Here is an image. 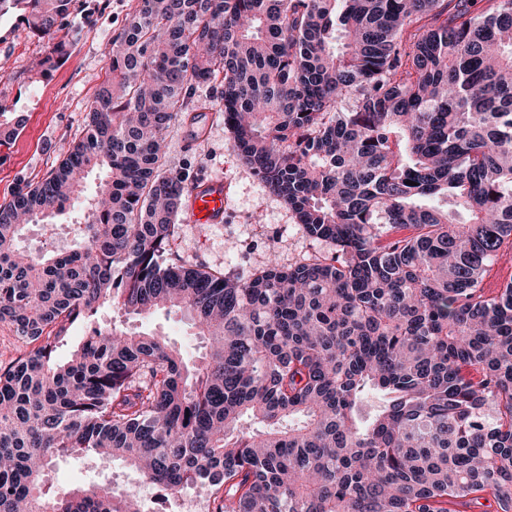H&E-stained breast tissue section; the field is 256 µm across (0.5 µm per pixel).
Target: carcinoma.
<instances>
[{
	"instance_id": "cac0c4a2",
	"label": "carcinoma",
	"mask_w": 512,
	"mask_h": 512,
	"mask_svg": "<svg viewBox=\"0 0 512 512\" xmlns=\"http://www.w3.org/2000/svg\"><path fill=\"white\" fill-rule=\"evenodd\" d=\"M76 0H0L67 53ZM83 134L0 204V512H145L103 478L51 492L54 460L121 459L209 512H512V0H138ZM222 87L239 158L330 261L246 276L173 250L188 187L163 169L190 96ZM101 182L74 244L28 224ZM415 185H409V182ZM178 311L196 361L154 332L71 325ZM512 278V253L501 256L484 280V287L493 291ZM30 349L15 336L11 326L0 324V366H6Z\"/></svg>"
}]
</instances>
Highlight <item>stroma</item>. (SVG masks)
Returning <instances> with one entry per match:
<instances>
[{"mask_svg":"<svg viewBox=\"0 0 512 512\" xmlns=\"http://www.w3.org/2000/svg\"><path fill=\"white\" fill-rule=\"evenodd\" d=\"M137 0H77L67 19L78 34L64 59L47 74L34 65L48 52L45 40L34 35L19 12L0 17V101L9 111L7 120H20L18 133L0 146V203L7 201L19 181H39L54 169L82 130L85 109L104 78L112 39L127 25ZM219 89L204 85L193 103L199 107L202 137L190 126L176 123L166 133V166L188 179L223 177L228 191L229 214L221 224L182 225L176 252L188 261L227 274H246L270 260L290 266L320 255L333 258L334 246L306 237L282 201L271 193L237 155L222 119L211 117ZM97 325L118 324L163 335L169 344L195 357L200 343L182 316L160 311L136 319L103 308ZM119 485L134 487L141 478L120 462L96 459H60L54 489L65 492L102 476Z\"/></svg>","mask_w":512,"mask_h":512,"instance_id":"obj_1","label":"stroma"}]
</instances>
